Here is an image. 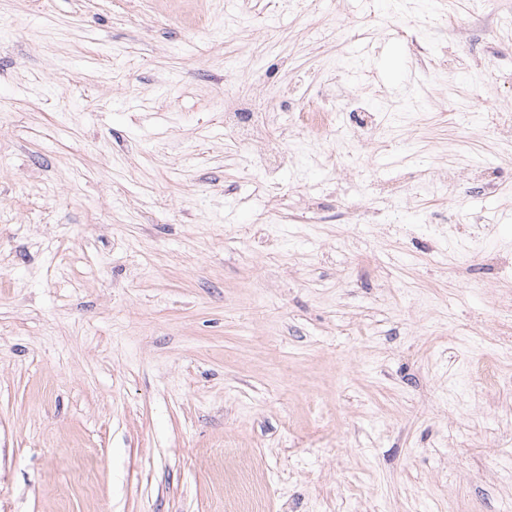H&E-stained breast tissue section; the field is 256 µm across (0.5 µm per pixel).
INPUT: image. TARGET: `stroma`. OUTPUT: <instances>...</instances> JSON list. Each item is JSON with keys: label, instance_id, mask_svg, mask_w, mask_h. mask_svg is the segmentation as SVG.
Returning a JSON list of instances; mask_svg holds the SVG:
<instances>
[{"label": "stroma", "instance_id": "stroma-1", "mask_svg": "<svg viewBox=\"0 0 512 512\" xmlns=\"http://www.w3.org/2000/svg\"><path fill=\"white\" fill-rule=\"evenodd\" d=\"M502 258L512 0H0V512H512ZM318 99L320 101L319 109L308 113H304L306 112L304 109H299V118L302 121H304V118L308 120L315 116L327 118L331 115V112H336L345 104L354 130L353 146L356 150L362 151L366 146L368 135L377 129V117L374 111L360 100H355V102L349 99L341 87H336V92L324 91ZM248 101L241 100L227 108L224 113V125L233 130L236 136L250 144L259 145L256 159L266 174H276L284 164V151L280 141H273L268 138L265 124L258 112H246ZM237 113H248L241 120L242 116Z\"/></svg>", "mask_w": 512, "mask_h": 512}]
</instances>
